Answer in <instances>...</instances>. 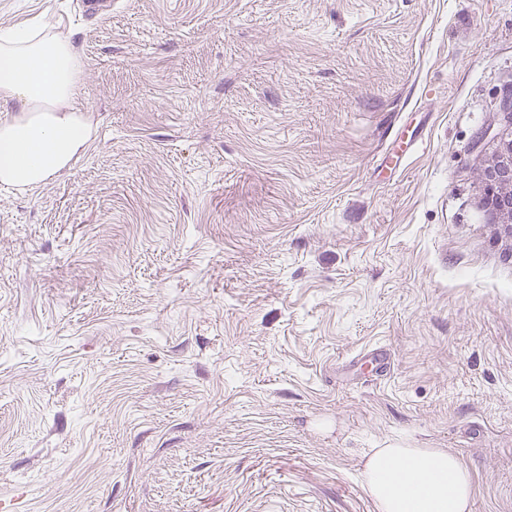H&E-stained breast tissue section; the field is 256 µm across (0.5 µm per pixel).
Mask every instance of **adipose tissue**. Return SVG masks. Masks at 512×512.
Masks as SVG:
<instances>
[{"mask_svg": "<svg viewBox=\"0 0 512 512\" xmlns=\"http://www.w3.org/2000/svg\"><path fill=\"white\" fill-rule=\"evenodd\" d=\"M82 71L49 28L0 29V185L36 190L86 151L96 128L76 101ZM362 470L373 512H471V472L448 449L371 448Z\"/></svg>", "mask_w": 512, "mask_h": 512, "instance_id": "1", "label": "adipose tissue"}]
</instances>
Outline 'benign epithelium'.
I'll return each instance as SVG.
<instances>
[{
    "instance_id": "obj_1",
    "label": "benign epithelium",
    "mask_w": 512,
    "mask_h": 512,
    "mask_svg": "<svg viewBox=\"0 0 512 512\" xmlns=\"http://www.w3.org/2000/svg\"><path fill=\"white\" fill-rule=\"evenodd\" d=\"M498 114L503 130L496 137V146L483 175L488 189V204L496 213L498 223L512 224V90L502 96Z\"/></svg>"
}]
</instances>
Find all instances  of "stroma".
<instances>
[{"label":"stroma","instance_id":"obj_1","mask_svg":"<svg viewBox=\"0 0 512 512\" xmlns=\"http://www.w3.org/2000/svg\"><path fill=\"white\" fill-rule=\"evenodd\" d=\"M41 24L98 135L0 188V499L371 512L389 443L512 512V232L478 140L512 0H0Z\"/></svg>","mask_w":512,"mask_h":512}]
</instances>
